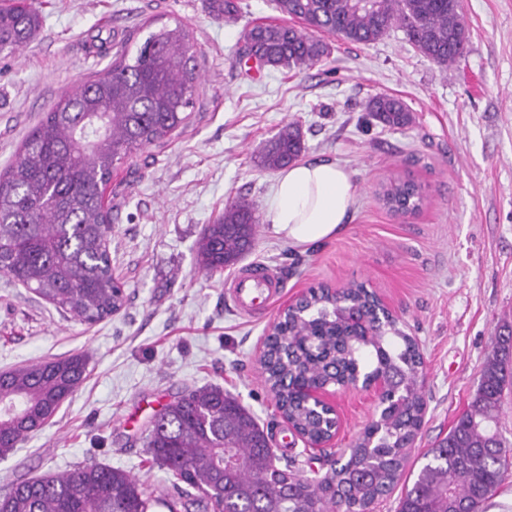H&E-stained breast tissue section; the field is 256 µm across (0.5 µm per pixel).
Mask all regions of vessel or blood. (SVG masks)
I'll list each match as a JSON object with an SVG mask.
<instances>
[{"mask_svg": "<svg viewBox=\"0 0 512 512\" xmlns=\"http://www.w3.org/2000/svg\"><path fill=\"white\" fill-rule=\"evenodd\" d=\"M225 288L236 310L254 317L273 305L281 292V283L268 266L255 262L241 268Z\"/></svg>", "mask_w": 512, "mask_h": 512, "instance_id": "vessel-or-blood-1", "label": "vessel or blood"}]
</instances>
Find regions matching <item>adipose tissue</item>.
Here are the masks:
<instances>
[{
    "mask_svg": "<svg viewBox=\"0 0 512 512\" xmlns=\"http://www.w3.org/2000/svg\"><path fill=\"white\" fill-rule=\"evenodd\" d=\"M355 198L344 167L332 161L303 162L278 175L265 220L294 247L305 249L336 237Z\"/></svg>",
    "mask_w": 512,
    "mask_h": 512,
    "instance_id": "adipose-tissue-1",
    "label": "adipose tissue"
}]
</instances>
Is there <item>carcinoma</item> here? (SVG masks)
Masks as SVG:
<instances>
[{"mask_svg":"<svg viewBox=\"0 0 512 512\" xmlns=\"http://www.w3.org/2000/svg\"><path fill=\"white\" fill-rule=\"evenodd\" d=\"M299 20L257 24L242 32V56L274 69L306 70L330 54L315 37L331 35L369 45L393 27L423 56L448 66L465 53L468 35L460 0H275ZM210 15L232 21L239 0H210ZM41 27L34 0H0V54L15 55ZM200 75L194 45L181 23L164 24L106 69L62 95L26 137L16 159L0 171V273L81 324L121 310L123 286L104 243L112 234L106 188L112 172L150 146L168 142L186 125ZM365 110L382 125L412 121L398 98H370ZM306 146L295 123L282 126L264 148L266 171L296 161ZM421 188L392 182L383 201L394 212L419 208ZM259 224L247 199L224 206L197 247L198 270L212 276L250 250ZM341 299L378 309L375 295L351 283ZM277 408L311 439L329 436L330 422L305 401L300 383L345 386L393 371L401 404L385 405L339 455L336 467H295L278 455L269 434L238 398L219 386L187 390L151 421L144 444L166 473L162 486L129 471L84 462L63 472L11 483L0 512H372L405 474L409 446L422 425L423 358L394 317L375 336H357L336 316V296L321 287L307 308L274 325L260 358ZM81 355L30 361L0 371V459L7 458L54 418L83 384ZM512 384V331L496 338L468 408L448 435L424 455L398 512H482L512 468V446L500 432V401Z\"/></svg>","mask_w":512,"mask_h":512,"instance_id":"1","label":"carcinoma"}]
</instances>
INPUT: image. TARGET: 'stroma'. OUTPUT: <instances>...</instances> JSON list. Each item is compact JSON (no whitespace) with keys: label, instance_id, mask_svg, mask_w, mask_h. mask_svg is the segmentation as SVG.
<instances>
[{"label":"stroma","instance_id":"stroma-1","mask_svg":"<svg viewBox=\"0 0 512 512\" xmlns=\"http://www.w3.org/2000/svg\"><path fill=\"white\" fill-rule=\"evenodd\" d=\"M36 5L34 41L0 55V169L67 90L108 67L124 40L144 38L153 19L185 25L200 84L189 123L121 166L107 188L108 251L128 296L119 313L81 324L0 273V371L88 359L85 382L52 421L0 460V491L86 460L164 482L146 463L144 431L164 404L209 384L238 395L283 444L292 433L260 368L263 340L308 288L352 282L419 344L427 412L409 460L418 469L466 409L494 336L512 328V0H462L468 49L453 65L422 56L395 27L370 45L329 37L327 60L300 72L239 57L245 28L281 21L274 0H239L232 23L214 19L205 0ZM377 94L402 99L412 125L389 131L371 119L364 104ZM288 122L301 129L303 160L350 173L355 200L341 234L304 250L260 225L249 259L277 272L282 292L266 314L245 318L224 293L233 270L199 273L195 243L232 200L266 210L276 175L255 158ZM397 178L424 187L416 212H391L380 199ZM334 402L343 451L377 410L355 389Z\"/></svg>","mask_w":512,"mask_h":512}]
</instances>
